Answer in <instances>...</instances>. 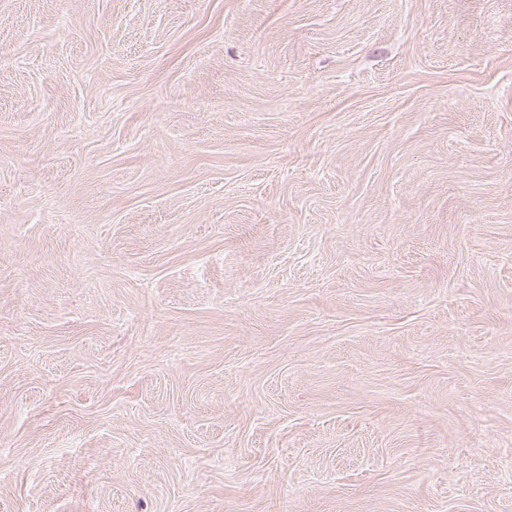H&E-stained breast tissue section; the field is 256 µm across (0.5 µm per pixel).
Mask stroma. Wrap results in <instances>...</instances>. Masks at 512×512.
Segmentation results:
<instances>
[{"label": "stroma", "instance_id": "stroma-1", "mask_svg": "<svg viewBox=\"0 0 512 512\" xmlns=\"http://www.w3.org/2000/svg\"><path fill=\"white\" fill-rule=\"evenodd\" d=\"M0 512H512V0H0Z\"/></svg>", "mask_w": 512, "mask_h": 512}]
</instances>
